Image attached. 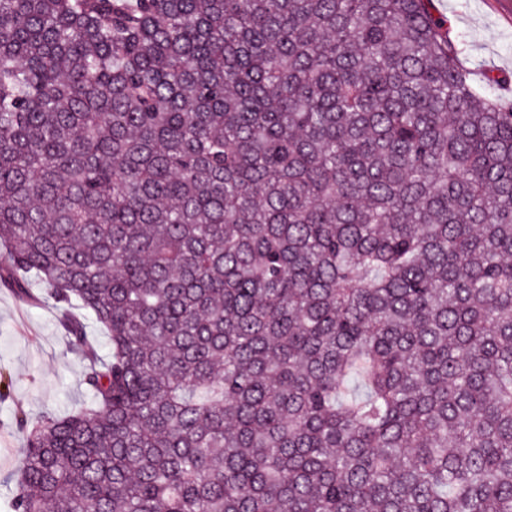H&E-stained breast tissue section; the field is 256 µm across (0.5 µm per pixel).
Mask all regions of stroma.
Segmentation results:
<instances>
[{
    "instance_id": "35a3bbf8",
    "label": "stroma",
    "mask_w": 512,
    "mask_h": 512,
    "mask_svg": "<svg viewBox=\"0 0 512 512\" xmlns=\"http://www.w3.org/2000/svg\"><path fill=\"white\" fill-rule=\"evenodd\" d=\"M457 49L471 84L491 97L507 87H489L488 75H512V0H431ZM53 302L28 304L0 287V373L10 389L0 400V512L20 477L16 415H66L87 402L81 379L84 361L70 349Z\"/></svg>"
}]
</instances>
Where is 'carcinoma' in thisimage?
Masks as SVG:
<instances>
[{
  "mask_svg": "<svg viewBox=\"0 0 512 512\" xmlns=\"http://www.w3.org/2000/svg\"><path fill=\"white\" fill-rule=\"evenodd\" d=\"M32 276L91 401L11 512H512V103L430 0H0Z\"/></svg>",
  "mask_w": 512,
  "mask_h": 512,
  "instance_id": "obj_1",
  "label": "carcinoma"
}]
</instances>
